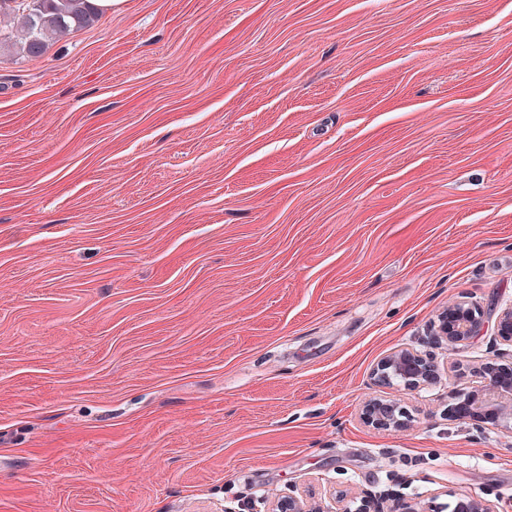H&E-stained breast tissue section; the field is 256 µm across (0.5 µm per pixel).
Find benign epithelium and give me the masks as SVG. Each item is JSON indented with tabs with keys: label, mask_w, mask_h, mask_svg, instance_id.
<instances>
[{
	"label": "benign epithelium",
	"mask_w": 512,
	"mask_h": 512,
	"mask_svg": "<svg viewBox=\"0 0 512 512\" xmlns=\"http://www.w3.org/2000/svg\"><path fill=\"white\" fill-rule=\"evenodd\" d=\"M495 316L494 340L512 346V302L493 309L466 301L449 304L437 316L426 344L450 348L469 345L481 335L486 319ZM469 373L478 378L470 389L451 391L455 403L448 406V418L457 421L491 423L512 433V361L506 363L496 357L469 367ZM374 384L380 388H401L420 392L439 384L449 375V368L437 358L413 345L397 348L383 356L373 372ZM361 422L377 430L400 431L411 426L412 415L400 403L385 394L367 399L361 408ZM266 512H435L420 498L408 499L398 493H380L363 489L350 495L340 492L333 497V506L323 510L297 491L281 497ZM454 512H502L499 501L474 494L456 496Z\"/></svg>",
	"instance_id": "7a95c632"
}]
</instances>
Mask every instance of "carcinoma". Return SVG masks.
<instances>
[{
	"label": "carcinoma",
	"mask_w": 512,
	"mask_h": 512,
	"mask_svg": "<svg viewBox=\"0 0 512 512\" xmlns=\"http://www.w3.org/2000/svg\"><path fill=\"white\" fill-rule=\"evenodd\" d=\"M30 8L24 0H0V53L38 58L50 45L93 27L103 9L94 0H36Z\"/></svg>",
	"instance_id": "cac0c4a2"
}]
</instances>
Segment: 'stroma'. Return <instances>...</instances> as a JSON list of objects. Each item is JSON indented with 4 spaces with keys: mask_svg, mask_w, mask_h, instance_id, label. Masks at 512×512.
Listing matches in <instances>:
<instances>
[{
    "mask_svg": "<svg viewBox=\"0 0 512 512\" xmlns=\"http://www.w3.org/2000/svg\"><path fill=\"white\" fill-rule=\"evenodd\" d=\"M454 300H512V0H112L0 56V512H512L464 380L359 419ZM359 418L364 425L384 431L407 429L413 421L412 415L400 401L385 394L367 399L362 405ZM333 506L327 510L317 507L303 495L292 491L288 496L278 498L267 506L266 512H435L430 502L419 497L408 499L399 493H379L369 489L348 495L346 492L335 494ZM456 497L455 512H504L499 509V499L495 501L487 497L474 494H453Z\"/></svg>",
    "mask_w": 512,
    "mask_h": 512,
    "instance_id": "1",
    "label": "stroma"
}]
</instances>
